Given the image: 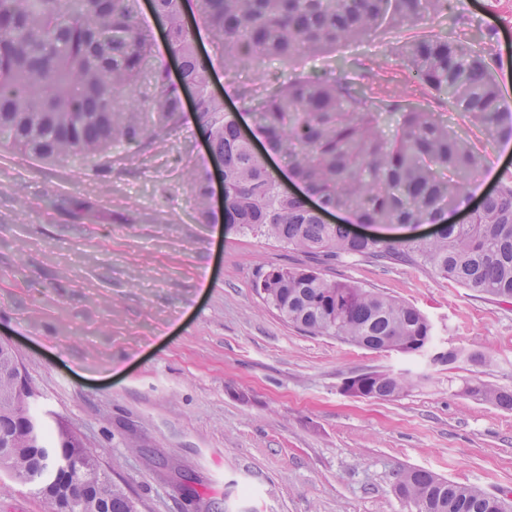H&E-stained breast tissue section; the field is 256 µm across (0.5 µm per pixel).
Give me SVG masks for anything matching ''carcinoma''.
Segmentation results:
<instances>
[{"label": "carcinoma", "instance_id": "carcinoma-1", "mask_svg": "<svg viewBox=\"0 0 512 512\" xmlns=\"http://www.w3.org/2000/svg\"><path fill=\"white\" fill-rule=\"evenodd\" d=\"M185 0H153L179 61L173 79L155 59L152 35L137 22L139 0H0V134L8 144L45 162L89 159L123 142L141 147L184 122L183 93H195L193 110L213 156L224 162L227 206L212 208L206 168L186 169V186L202 220L235 224L244 234L284 244L318 260L364 257L419 266L438 278L512 304V169L497 188L450 224L448 208L460 207L483 169L476 140L448 129L427 107L393 104L354 78H301L274 84L258 101L248 91L236 110L224 108L210 87L214 62L232 72L246 60L290 59L353 41L383 25L410 28L452 14V0H197L189 23ZM211 35L213 54L200 52L195 29ZM499 32L482 31L479 48L451 33L406 43L402 79L424 95H438L462 113L469 128L487 139L512 140V107L495 71L501 66ZM399 114L394 138L381 129ZM253 117L249 132L239 116ZM288 158L292 178L305 192L289 191L270 170L255 143ZM341 211L346 224L324 214ZM351 224H434L429 238H362ZM263 305L312 336L373 351L425 356L434 328L416 307L377 288L330 280L313 265L269 266L255 275ZM437 363L488 365L479 352L450 349ZM15 359L0 344V472L36 473L56 459L55 449L82 456L68 479L30 483L45 512H138L136 501L71 432L60 426L30 442L20 425L22 400L13 381ZM416 384L407 373L367 371L343 392L391 400ZM463 393L512 409V391L471 381ZM87 478L96 490L77 494ZM395 491L418 512H503L501 498L432 472L409 468L395 474Z\"/></svg>", "mask_w": 512, "mask_h": 512}]
</instances>
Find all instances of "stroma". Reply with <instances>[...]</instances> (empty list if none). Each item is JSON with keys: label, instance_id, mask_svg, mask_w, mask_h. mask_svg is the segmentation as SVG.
I'll use <instances>...</instances> for the list:
<instances>
[{"label": "stroma", "instance_id": "1", "mask_svg": "<svg viewBox=\"0 0 512 512\" xmlns=\"http://www.w3.org/2000/svg\"><path fill=\"white\" fill-rule=\"evenodd\" d=\"M465 38L499 30L497 73L512 105V13L458 0ZM426 28L386 27L325 52L216 70L227 107L239 89L338 76L363 61L397 70L398 49ZM212 166L194 116L137 150L83 163L0 147V341L12 342L48 427L65 423L139 512H410L392 486L414 467L512 497V410L459 388L512 390V305L407 264L359 257L327 278L380 289L422 311L434 345L493 362L444 365L308 336L265 307L257 269L301 253L207 224L184 183ZM378 370L418 383L392 400L351 397L344 381Z\"/></svg>", "mask_w": 512, "mask_h": 512}]
</instances>
